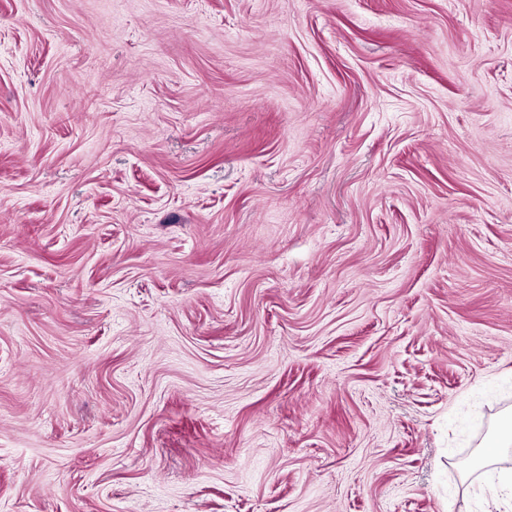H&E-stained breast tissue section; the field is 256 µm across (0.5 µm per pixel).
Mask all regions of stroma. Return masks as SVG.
I'll use <instances>...</instances> for the list:
<instances>
[{
	"mask_svg": "<svg viewBox=\"0 0 512 512\" xmlns=\"http://www.w3.org/2000/svg\"><path fill=\"white\" fill-rule=\"evenodd\" d=\"M512 0H0V512H512Z\"/></svg>",
	"mask_w": 512,
	"mask_h": 512,
	"instance_id": "obj_1",
	"label": "stroma"
}]
</instances>
